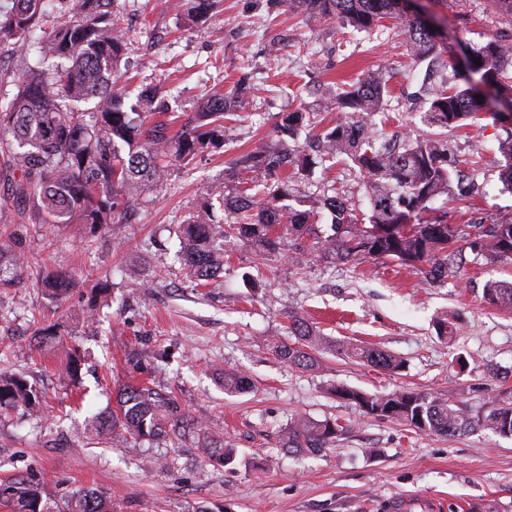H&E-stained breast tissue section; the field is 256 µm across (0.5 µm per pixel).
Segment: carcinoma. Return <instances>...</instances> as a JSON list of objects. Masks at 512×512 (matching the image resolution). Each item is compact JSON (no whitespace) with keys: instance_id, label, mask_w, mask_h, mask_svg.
I'll return each mask as SVG.
<instances>
[{"instance_id":"carcinoma-1","label":"carcinoma","mask_w":512,"mask_h":512,"mask_svg":"<svg viewBox=\"0 0 512 512\" xmlns=\"http://www.w3.org/2000/svg\"><path fill=\"white\" fill-rule=\"evenodd\" d=\"M309 15H334L342 27L369 32L394 19L407 36L411 56L419 62L440 56L438 30L419 16L407 12L401 0H277ZM117 0H76L78 20L47 26L45 0H11L0 11V49L27 50L34 46L45 59L59 63L48 69L28 66L14 75L15 92L0 106V224H10L22 203L49 225L88 224L93 231H108L122 221L130 207L132 192L139 184L162 182L174 162L188 165L208 147L224 143V119L239 111L250 98L251 85L239 79L225 93L209 96L181 125L168 134V123L147 120L151 112H167L169 106L159 91L142 87L135 102L129 93L115 87L114 76L124 56L122 29L114 20ZM213 0H176L173 8L195 23L206 20ZM467 81L426 88L424 135L403 134L401 143L378 140L372 117L385 110L388 80L381 72L369 73L357 82L336 89L321 108L341 113L336 125L297 145L305 128L306 113L286 114L275 129V139L257 144L237 156L225 171L224 181L234 191L215 185L208 191L204 207L182 224L180 237L184 264L200 282L216 277L224 264V242L246 240L260 255L282 250L279 228L286 224L297 235L307 234L320 214L331 215L332 234L317 241L318 248L342 261L396 258L408 265L427 263L437 278L448 273L457 242L450 224L424 221L421 215L441 195L454 198L453 180L461 176L459 160L448 151L439 133L473 126L487 107L477 98L473 83L512 97V41L490 37L475 47L464 48ZM480 60L476 65L474 60ZM94 102L93 108L79 105ZM127 154H121L122 146ZM502 157L499 181L512 192V128L498 142ZM349 157L359 168L369 200V224L357 223L348 200L339 193L308 199L295 195L291 183L307 179L314 164ZM290 174L283 177V170ZM261 172L266 177L264 194H250L244 173ZM471 246L492 260L512 259V224L495 222L476 227ZM24 254L11 234H0V288L23 279ZM75 287L73 279L51 272L41 281L48 299L59 300ZM484 299L492 305L512 309V283L490 281ZM296 341L280 345L277 353L289 367L317 370L325 344L306 322L292 321ZM337 352L387 372L403 368L397 356L375 347L339 345ZM224 389L244 393L252 389L244 373H224ZM340 399L357 406L366 415L395 420L432 436L456 437L488 429L502 438H512V398L495 395L475 406L460 392L434 395L428 392L393 391L387 394L337 386ZM38 403L37 391L20 375L0 371V409ZM96 435L104 436L121 427L139 438H154L166 430L180 439L195 424L174 401H165L146 386L125 385L118 390L116 407L93 420ZM343 426L335 420H315L298 415L278 438L279 447L295 455L320 454L335 445ZM198 449L211 461L230 465L236 449L207 435ZM0 501L12 512H54L41 488L24 480L0 482ZM69 512H106L101 493L79 491L71 495Z\"/></svg>"}]
</instances>
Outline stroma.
I'll list each match as a JSON object with an SVG mask.
<instances>
[{
    "label": "stroma",
    "instance_id": "obj_1",
    "mask_svg": "<svg viewBox=\"0 0 512 512\" xmlns=\"http://www.w3.org/2000/svg\"><path fill=\"white\" fill-rule=\"evenodd\" d=\"M445 28V64L427 72L406 36L386 24L370 33L342 28L337 18L310 19L273 0H220L208 19L190 21L171 0H118L126 34L121 64L130 88H160L174 112L188 117L202 98L229 90L249 74L254 93L232 116L224 147L172 168L163 186L137 195L128 223L112 238L82 224L50 227L25 211L9 230L26 256L20 286L0 290V368L24 376L43 406L27 419L0 417V481L22 477L44 487L65 507L73 492L104 493L109 512H512V439L475 431L453 439L429 436L398 422L362 413L333 394L334 385L388 393L463 391L479 404L512 389V310L483 299L487 281L512 282V260H491L465 243L474 225L512 221V193L499 179L503 123L490 98L480 126L449 131L448 147L464 156L468 197L434 200L428 218L454 225L462 241L447 277L432 280L422 266L390 259L352 265L316 246L329 231L322 214L313 233L283 231L284 252L259 255L245 241L224 247V268L206 284L191 278L177 255L178 227L204 202L206 190L256 141L272 138L284 114L309 112L315 130L335 126L337 113L320 103L328 89L382 70L389 103L374 128L393 133L424 85L459 66V48L490 36L512 39V25L484 0H422ZM411 123V122H408ZM425 133L421 122L411 123ZM343 190L358 220L370 206L358 171L347 159L296 182L299 196ZM303 249L296 266L286 254ZM139 266L148 288L130 278ZM76 281L62 302L37 286L43 273ZM105 281L107 293L94 287ZM309 322L327 342L378 347L400 357L389 373L333 351L323 367H288L275 347L291 342L293 318ZM454 320V339L437 334ZM58 325L57 336L39 330ZM78 352L81 382L69 385L60 368ZM252 378L244 394L224 389V370ZM149 386L174 397L207 434L237 450L234 464L204 458L193 438L148 441L117 431L85 436L92 418L115 406L124 384ZM334 419L346 428L334 449L291 456L278 435L291 417ZM165 468L145 471L149 454Z\"/></svg>",
    "mask_w": 512,
    "mask_h": 512
}]
</instances>
